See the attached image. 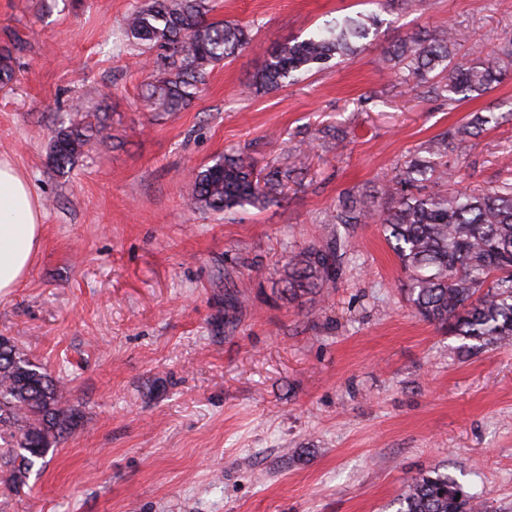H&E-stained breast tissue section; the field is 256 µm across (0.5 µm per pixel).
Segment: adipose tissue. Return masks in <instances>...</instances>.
<instances>
[{
	"label": "adipose tissue",
	"instance_id": "ef3b65f1",
	"mask_svg": "<svg viewBox=\"0 0 512 512\" xmlns=\"http://www.w3.org/2000/svg\"><path fill=\"white\" fill-rule=\"evenodd\" d=\"M42 243V224L28 181L0 160V295L21 287Z\"/></svg>",
	"mask_w": 512,
	"mask_h": 512
}]
</instances>
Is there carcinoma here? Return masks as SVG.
<instances>
[{
    "instance_id": "1",
    "label": "carcinoma",
    "mask_w": 512,
    "mask_h": 512,
    "mask_svg": "<svg viewBox=\"0 0 512 512\" xmlns=\"http://www.w3.org/2000/svg\"><path fill=\"white\" fill-rule=\"evenodd\" d=\"M210 0H139L125 22L127 41L153 58L156 74L144 98L159 112H179L191 100L209 68L231 59L250 41L247 28L207 20ZM384 24L378 12L358 13L325 23L303 40L283 41L268 53L248 91L273 90L334 59L365 49V40ZM400 73L398 85L414 84L426 93L462 102L490 93L512 71V38L492 53L453 24L436 32L402 38L385 53ZM14 79L12 53L0 52V84ZM82 106L55 130L50 146L54 168L64 174L93 138L110 139L109 127L77 119ZM494 113L436 136L381 187L383 212L374 215L356 195L345 193L328 215L331 224H364L375 216L397 256L406 280L407 301L426 322L474 348L512 342V181L481 192L460 186L461 169L448 160L474 132L497 122ZM284 174L263 175L254 161L227 151L213 164L192 171L186 181L190 203L212 213L262 208L277 201ZM354 253L350 237L332 235L293 254L276 289L294 301L333 287L344 261ZM244 298L224 272V323L235 321ZM81 412L62 404L58 382L14 341L0 336V465L3 481L16 490L35 462L73 436ZM397 512H481L478 494L445 473L413 476L398 498Z\"/></svg>"
}]
</instances>
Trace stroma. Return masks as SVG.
<instances>
[{"mask_svg":"<svg viewBox=\"0 0 512 512\" xmlns=\"http://www.w3.org/2000/svg\"><path fill=\"white\" fill-rule=\"evenodd\" d=\"M134 0H0V158L31 184L43 243L23 287L0 296V336L46 365L82 425L0 512H396L406 480L445 472L512 512V346L463 352L404 299L379 224L349 227L356 253L325 296L286 303L291 252L336 232L346 191L370 209L428 139L492 110L463 144L464 186L512 165V73L460 103L396 92L395 40L454 24L512 36V0L389 6L371 45L299 83L246 82L276 43L366 0H217L213 19L252 43L178 112L150 110L127 46ZM112 137L58 174L53 133L76 98ZM235 148L294 168L279 200L232 217L191 207L189 170ZM247 303L224 323V274Z\"/></svg>","mask_w":512,"mask_h":512,"instance_id":"35a3bbf8","label":"stroma"}]
</instances>
